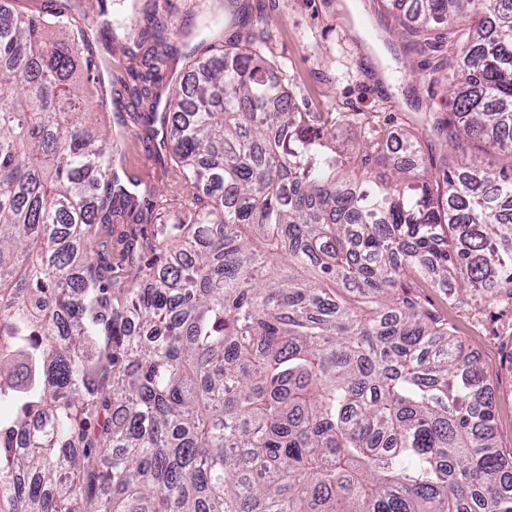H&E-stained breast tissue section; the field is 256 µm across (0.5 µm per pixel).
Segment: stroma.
<instances>
[{"label":"stroma","instance_id":"obj_1","mask_svg":"<svg viewBox=\"0 0 512 512\" xmlns=\"http://www.w3.org/2000/svg\"><path fill=\"white\" fill-rule=\"evenodd\" d=\"M12 6L32 16L61 10L87 28L83 56L99 67L106 90L96 118L128 131L124 186L133 192L154 190L155 201L167 207L181 203L178 174L170 160L157 155L155 140L140 137L141 109L131 103L150 47L112 40L103 25L105 16L122 17L121 0L102 5L97 0H12ZM157 10L169 25L172 47L151 89L158 108H165L202 39L215 35L228 41L253 34L260 37L266 58L280 67L296 106L333 119L341 153L362 154L365 137L375 128L391 142L418 136L433 173L463 153L497 168L506 164L500 155L485 153L479 142L463 140L455 146L447 132H431L432 123L448 121V45L402 36L395 17L378 0H157ZM159 241L155 225L135 226L118 217L93 238L117 282L134 275L133 255H153ZM407 289L429 312L448 319L489 371L496 391V441L512 452V366L507 363L512 298L503 295L491 305L459 300L423 278Z\"/></svg>","mask_w":512,"mask_h":512}]
</instances>
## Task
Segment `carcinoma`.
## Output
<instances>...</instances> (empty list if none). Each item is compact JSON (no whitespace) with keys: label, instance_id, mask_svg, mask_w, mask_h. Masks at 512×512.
Returning <instances> with one entry per match:
<instances>
[{"label":"carcinoma","instance_id":"carcinoma-1","mask_svg":"<svg viewBox=\"0 0 512 512\" xmlns=\"http://www.w3.org/2000/svg\"><path fill=\"white\" fill-rule=\"evenodd\" d=\"M442 29L448 138L512 156V0H402ZM161 42L154 14L108 25ZM87 31L0 7V512H512L489 374L398 293L512 296V172L462 155L356 176L257 39L203 44L143 115L192 189L128 191ZM372 132L364 163L387 162ZM157 224L115 288L92 229Z\"/></svg>","mask_w":512,"mask_h":512}]
</instances>
